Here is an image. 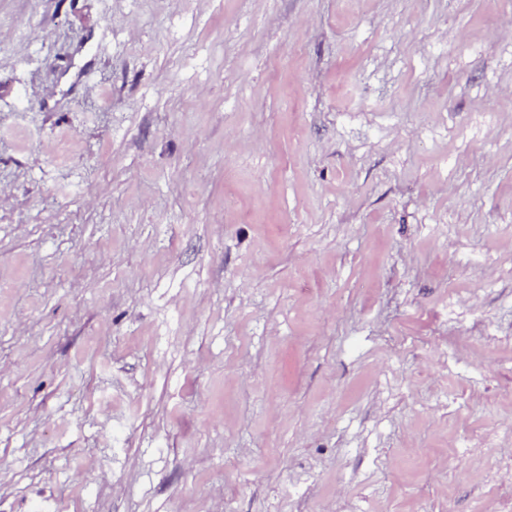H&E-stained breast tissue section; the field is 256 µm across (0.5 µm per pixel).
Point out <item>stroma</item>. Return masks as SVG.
I'll return each mask as SVG.
<instances>
[{
    "label": "stroma",
    "instance_id": "1",
    "mask_svg": "<svg viewBox=\"0 0 512 512\" xmlns=\"http://www.w3.org/2000/svg\"><path fill=\"white\" fill-rule=\"evenodd\" d=\"M512 496V0H0V512Z\"/></svg>",
    "mask_w": 512,
    "mask_h": 512
}]
</instances>
